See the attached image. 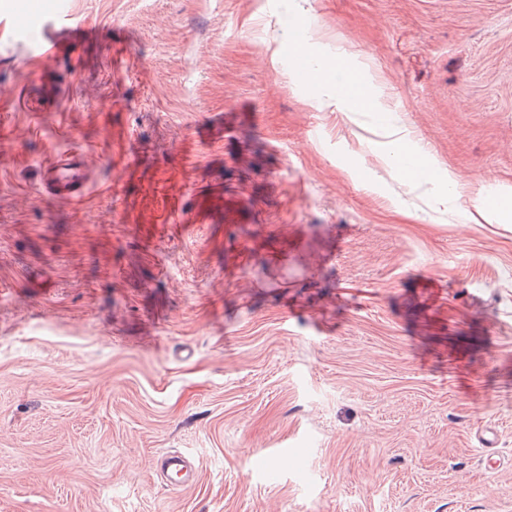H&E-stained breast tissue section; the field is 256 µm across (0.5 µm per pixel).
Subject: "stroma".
I'll return each instance as SVG.
<instances>
[{"label":"stroma","mask_w":512,"mask_h":512,"mask_svg":"<svg viewBox=\"0 0 512 512\" xmlns=\"http://www.w3.org/2000/svg\"><path fill=\"white\" fill-rule=\"evenodd\" d=\"M31 5L0 0V512H512V0ZM62 15L94 36L40 58ZM293 42L379 107H316ZM71 146L78 201L39 177ZM171 448L195 488L153 486ZM498 442V430L496 427H485L482 428L478 435V443L480 449L483 450L482 462L486 469H496L501 466V458H496L491 453H488L487 449L496 447Z\"/></svg>","instance_id":"stroma-1"}]
</instances>
